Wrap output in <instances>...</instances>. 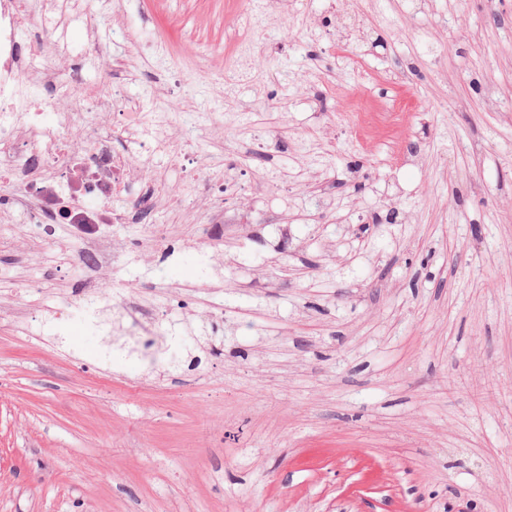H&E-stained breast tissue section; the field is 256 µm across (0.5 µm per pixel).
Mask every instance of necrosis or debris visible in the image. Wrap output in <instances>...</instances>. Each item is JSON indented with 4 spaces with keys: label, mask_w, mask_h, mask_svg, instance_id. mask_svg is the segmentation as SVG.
Returning a JSON list of instances; mask_svg holds the SVG:
<instances>
[{
    "label": "necrosis or debris",
    "mask_w": 512,
    "mask_h": 512,
    "mask_svg": "<svg viewBox=\"0 0 512 512\" xmlns=\"http://www.w3.org/2000/svg\"><path fill=\"white\" fill-rule=\"evenodd\" d=\"M38 0H0V221L38 228L75 224L95 234L115 224H146L162 204L157 187L140 185L128 151L116 149L151 132L148 113L110 96L87 92L80 70L58 90L55 61L38 62L23 35L42 36L49 23ZM260 0L243 8L231 43L211 44L194 61L197 74L217 75L226 86L242 81L243 60L262 42ZM226 58L221 71L212 58ZM52 120H44V113Z\"/></svg>",
    "instance_id": "necrosis-or-debris-1"
}]
</instances>
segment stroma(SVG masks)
<instances>
[{"label": "stroma", "mask_w": 512, "mask_h": 512, "mask_svg": "<svg viewBox=\"0 0 512 512\" xmlns=\"http://www.w3.org/2000/svg\"><path fill=\"white\" fill-rule=\"evenodd\" d=\"M238 7L122 0L38 41L82 46L61 76L165 113L173 140L195 115L198 160L237 185L199 240L182 164L130 145L167 204L114 225L99 271L65 225L0 223V512H512V0H293L249 85L155 73L149 36L177 23L190 60ZM333 85L413 108L355 138ZM269 133L274 156L251 150ZM75 291L100 329L55 328ZM115 292L163 312L179 369L141 362Z\"/></svg>", "instance_id": "35a3bbf8"}]
</instances>
